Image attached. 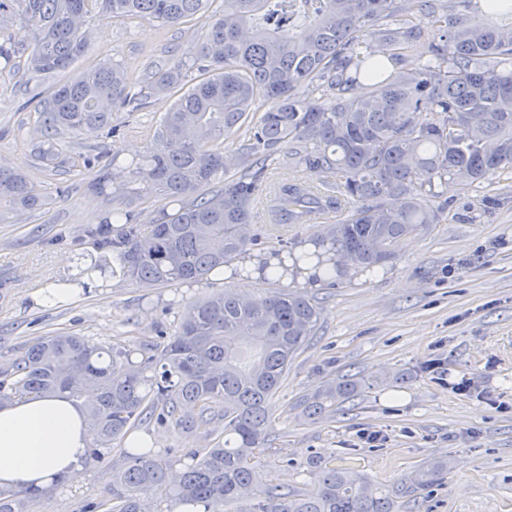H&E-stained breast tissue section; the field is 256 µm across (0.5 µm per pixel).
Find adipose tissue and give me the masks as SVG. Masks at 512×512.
Wrapping results in <instances>:
<instances>
[{
	"mask_svg": "<svg viewBox=\"0 0 512 512\" xmlns=\"http://www.w3.org/2000/svg\"><path fill=\"white\" fill-rule=\"evenodd\" d=\"M94 437L83 406L67 395L0 403V487L42 489L78 480Z\"/></svg>",
	"mask_w": 512,
	"mask_h": 512,
	"instance_id": "adipose-tissue-1",
	"label": "adipose tissue"
}]
</instances>
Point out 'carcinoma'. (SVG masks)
Segmentation results:
<instances>
[{
	"label": "carcinoma",
	"mask_w": 512,
	"mask_h": 512,
	"mask_svg": "<svg viewBox=\"0 0 512 512\" xmlns=\"http://www.w3.org/2000/svg\"><path fill=\"white\" fill-rule=\"evenodd\" d=\"M220 7L212 9L215 2ZM0 0L11 29L0 34L9 61L29 40L28 71L44 80L85 56V15L141 19L177 27L207 18L199 58L157 66L141 80L119 63L99 62L56 83L39 100L34 154L51 162L59 137L90 135L112 112H141L174 99L143 155L99 163L85 158L101 193L127 173L140 188L88 230L112 250L123 277L142 288L199 282L255 246L247 231L262 202L269 224H302L330 209L338 218L315 250H286L291 267L328 263L370 270L397 258L403 243L441 221L439 186L465 190L512 173V0ZM429 56L409 71L417 43ZM429 116H418L421 104ZM244 131L243 172L229 175L224 145ZM288 148L300 168L268 185V162ZM163 208L145 231L134 224L136 200ZM44 193L0 165V209L37 210ZM319 308L298 290L248 296L216 291L188 307L149 355L89 342L69 332L32 345L0 370V401L65 393L83 402L97 436L93 454L124 444L112 466L107 512H153L152 492L187 509L221 502L242 512H397L394 493L344 467L317 465L305 492L257 486L271 423L270 402L295 355L316 334ZM345 380L314 395L320 415L355 395ZM211 427V447L174 463L128 435L142 425ZM448 468L420 471L415 488ZM52 489H0V512H33Z\"/></svg>",
	"instance_id": "cac0c4a2"
}]
</instances>
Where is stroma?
I'll return each mask as SVG.
<instances>
[{"instance_id": "35a3bbf8", "label": "stroma", "mask_w": 512, "mask_h": 512, "mask_svg": "<svg viewBox=\"0 0 512 512\" xmlns=\"http://www.w3.org/2000/svg\"><path fill=\"white\" fill-rule=\"evenodd\" d=\"M96 39L73 67L81 72L103 57L146 77L150 66L193 60L205 19L179 28L89 14ZM50 81L27 70V56L0 61V165L24 174L48 197L36 211L0 218V368L59 332L90 341L140 348L158 343L157 326L171 329L184 307L215 291L202 281L176 288H142L113 274L112 259L87 234L111 201L127 199L132 183L112 198L83 183L82 159L98 152L145 151L168 102L141 112H116L109 128L62 135L55 165L32 150L39 117L22 103L28 93L49 95ZM448 208L440 223L407 239L384 273L340 279L309 289L321 312L316 336L299 352L272 399V424L262 480L310 488L313 457L365 474L394 488L400 512H512V178L490 192L441 188ZM90 269L95 280L82 302L39 307L36 288ZM353 379L359 391L319 416L302 397ZM472 382L470 392L452 391ZM168 460L209 447L207 430L147 426ZM379 432L380 441L362 436ZM120 448L87 457L78 484L60 483L37 512H83L101 501ZM445 459L447 472L421 491L419 469Z\"/></svg>"}]
</instances>
